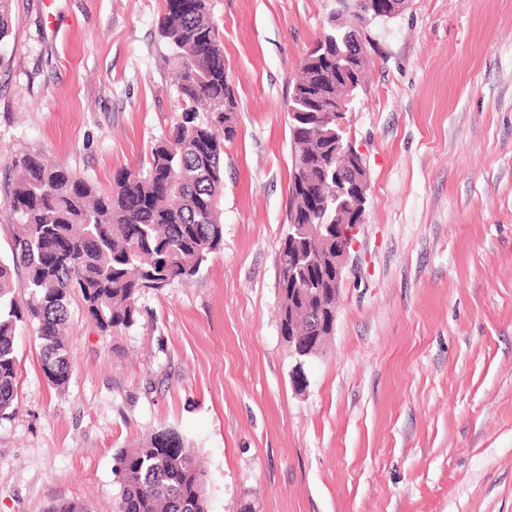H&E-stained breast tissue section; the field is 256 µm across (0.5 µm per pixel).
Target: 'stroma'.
Segmentation results:
<instances>
[{
    "instance_id": "stroma-1",
    "label": "stroma",
    "mask_w": 512,
    "mask_h": 512,
    "mask_svg": "<svg viewBox=\"0 0 512 512\" xmlns=\"http://www.w3.org/2000/svg\"><path fill=\"white\" fill-rule=\"evenodd\" d=\"M237 98L224 248L142 294L129 327L79 305L70 375L15 338L0 419V512H116L115 455L169 427L207 471L209 512H512V0H406L367 25L347 114L370 176L336 326L294 381L280 334L299 64L336 0H208ZM0 40V258L12 157L100 188L179 116L163 0H9Z\"/></svg>"
}]
</instances>
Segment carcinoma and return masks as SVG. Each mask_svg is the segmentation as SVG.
I'll use <instances>...</instances> for the list:
<instances>
[{
    "label": "carcinoma",
    "instance_id": "1",
    "mask_svg": "<svg viewBox=\"0 0 512 512\" xmlns=\"http://www.w3.org/2000/svg\"><path fill=\"white\" fill-rule=\"evenodd\" d=\"M351 15L362 22L381 10L382 0H362ZM158 30L177 69L180 119L150 149L134 171L116 175L108 189L77 177L63 164H49L25 152L11 160L16 181L9 199L11 260L0 259V416L17 409L14 336L29 322L41 345V369L54 386L69 378L65 330L72 302L103 331L134 324L139 296L199 273L209 256L223 249L221 201L224 143L236 135L237 99L229 84L219 31L208 0H165ZM343 38L330 30L300 63V76L287 102L292 171L287 222L293 208L313 196L336 197V176L318 154L327 148L324 109L312 85L318 58L326 82L349 76ZM312 223L330 225L336 236V208L314 211ZM279 318L288 336V247L279 249ZM24 269L22 281L14 274ZM26 300L20 308L16 294ZM335 320L314 312L304 336L332 335ZM121 475L119 512H208L206 474L197 455L172 428L154 431L143 445L116 453Z\"/></svg>",
    "mask_w": 512,
    "mask_h": 512
}]
</instances>
